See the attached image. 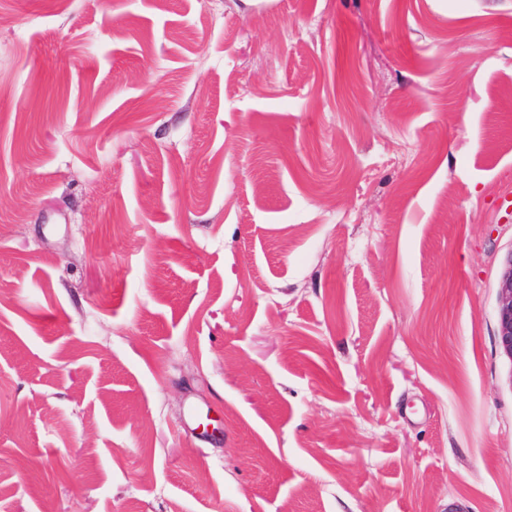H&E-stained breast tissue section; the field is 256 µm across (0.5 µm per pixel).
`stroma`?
Masks as SVG:
<instances>
[{"instance_id":"stroma-1","label":"stroma","mask_w":512,"mask_h":512,"mask_svg":"<svg viewBox=\"0 0 512 512\" xmlns=\"http://www.w3.org/2000/svg\"><path fill=\"white\" fill-rule=\"evenodd\" d=\"M511 257L512 0H0V512H512ZM498 345L512 360V257L509 258L498 283Z\"/></svg>"}]
</instances>
